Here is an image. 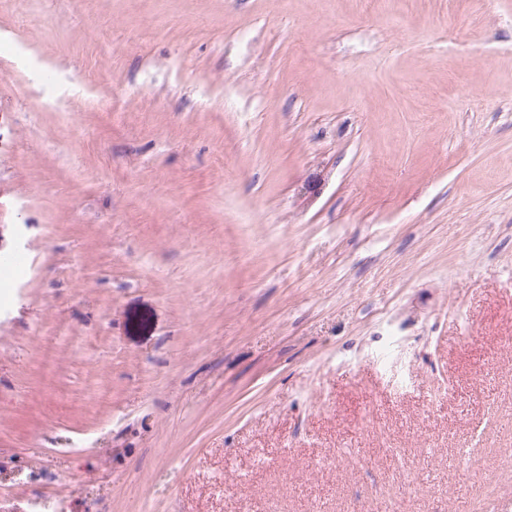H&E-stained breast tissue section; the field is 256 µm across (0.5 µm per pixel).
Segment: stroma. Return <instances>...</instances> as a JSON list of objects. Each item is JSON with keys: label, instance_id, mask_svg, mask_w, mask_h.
Masks as SVG:
<instances>
[{"label": "stroma", "instance_id": "1", "mask_svg": "<svg viewBox=\"0 0 512 512\" xmlns=\"http://www.w3.org/2000/svg\"><path fill=\"white\" fill-rule=\"evenodd\" d=\"M19 250L45 492L108 448L100 512H512V0H0Z\"/></svg>", "mask_w": 512, "mask_h": 512}]
</instances>
